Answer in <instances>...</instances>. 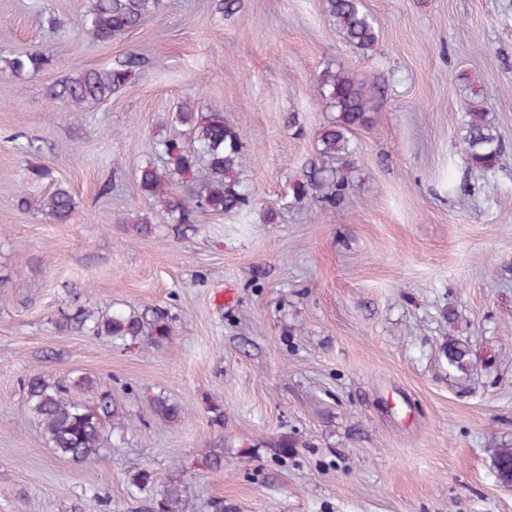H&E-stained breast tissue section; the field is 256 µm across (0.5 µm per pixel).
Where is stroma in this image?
I'll list each match as a JSON object with an SVG mask.
<instances>
[{
	"label": "stroma",
	"instance_id": "1",
	"mask_svg": "<svg viewBox=\"0 0 512 512\" xmlns=\"http://www.w3.org/2000/svg\"><path fill=\"white\" fill-rule=\"evenodd\" d=\"M88 4L0 0V512H150L139 471L156 493L182 480L196 512H512L490 469L512 448V0H364L380 29L370 58L323 0H244L228 19L216 0H164L111 42L85 33ZM30 48L50 64L21 82L7 61ZM130 53L143 65L125 91L82 109L50 99L75 68ZM327 67L377 99L333 215L287 204L332 116L315 91ZM471 82L506 146L487 175L459 150ZM190 100L239 127L256 206L135 235L118 217L150 206L136 172ZM57 184L71 223L17 207L19 190ZM68 306H160L172 334L141 348L62 330ZM452 338L471 349L463 380ZM36 372L90 377L125 410L97 462L48 447L25 404ZM160 393L183 421L155 417ZM213 448L223 473L204 463ZM446 357L448 360V370L460 373L461 378L470 375L473 364L468 343L453 339L448 341Z\"/></svg>",
	"mask_w": 512,
	"mask_h": 512
}]
</instances>
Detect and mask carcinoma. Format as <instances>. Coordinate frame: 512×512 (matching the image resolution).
Listing matches in <instances>:
<instances>
[{
    "label": "carcinoma",
    "mask_w": 512,
    "mask_h": 512,
    "mask_svg": "<svg viewBox=\"0 0 512 512\" xmlns=\"http://www.w3.org/2000/svg\"><path fill=\"white\" fill-rule=\"evenodd\" d=\"M329 19L344 41L366 58L373 56L379 42V28L365 9L363 0H325ZM163 0H91L84 20L86 33L97 41H120L158 14ZM49 64L40 50L29 49L10 58V74L20 80L42 72ZM139 56L134 53L100 69H79L53 85L51 96L68 100L81 109L125 90L131 83ZM319 95L335 112L316 137L315 157L289 183L288 205L312 203L334 211L343 201L354 164L351 136L368 126L375 110L374 97L357 77L342 69L322 70L316 81ZM460 145L467 170L490 172L497 168L504 146L489 118L486 101L477 90H470ZM243 134L224 114V109L184 102L171 113L168 122L155 136V149L162 165L148 161L140 166L136 181L148 201L163 203L162 219L148 210L120 223L131 225L138 235L152 233L163 221L175 226L179 234L195 223V214H244L253 209L254 197L240 177ZM40 211L58 224L68 223L75 212L71 192L57 185L40 203ZM94 336H108L123 344H152L172 335L168 315L159 308H138L94 315L82 308L61 313L59 328L70 324ZM448 370L464 378L472 371L469 345L448 341ZM94 381L87 376L53 379L41 374L25 382V401L39 420L47 445L75 463L94 461L102 452L105 423L117 427L124 419L121 409L107 392L98 395L94 407L84 405L73 391L90 390ZM153 412L168 422L181 421L186 410L168 397L153 398ZM495 479L512 485V448H497L491 456ZM189 503L182 483L166 486L153 501L151 512H188Z\"/></svg>",
    "instance_id": "1"
}]
</instances>
